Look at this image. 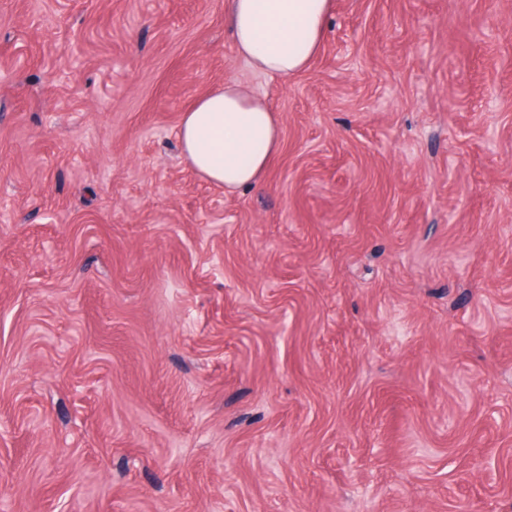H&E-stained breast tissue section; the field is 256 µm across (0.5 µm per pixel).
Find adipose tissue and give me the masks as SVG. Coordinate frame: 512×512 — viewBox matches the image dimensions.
Returning <instances> with one entry per match:
<instances>
[{"instance_id":"adipose-tissue-1","label":"adipose tissue","mask_w":512,"mask_h":512,"mask_svg":"<svg viewBox=\"0 0 512 512\" xmlns=\"http://www.w3.org/2000/svg\"><path fill=\"white\" fill-rule=\"evenodd\" d=\"M329 0H229L239 55L256 71L289 77L317 53ZM182 154L206 182L233 193L260 184L278 152L280 124L266 100L235 83L213 89L185 112Z\"/></svg>"}]
</instances>
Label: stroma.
I'll use <instances>...</instances> for the list:
<instances>
[{
    "label": "stroma",
    "mask_w": 512,
    "mask_h": 512,
    "mask_svg": "<svg viewBox=\"0 0 512 512\" xmlns=\"http://www.w3.org/2000/svg\"><path fill=\"white\" fill-rule=\"evenodd\" d=\"M228 5L0 0V512H512V0H331L285 79ZM178 139L190 167L229 193L258 186L281 145L277 114L236 83L213 89L185 112Z\"/></svg>",
    "instance_id": "35a3bbf8"
}]
</instances>
